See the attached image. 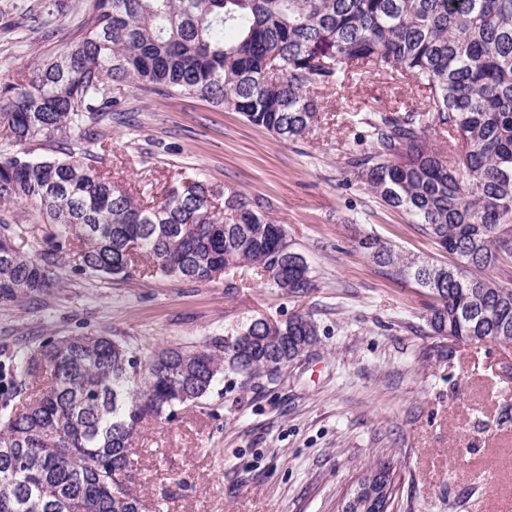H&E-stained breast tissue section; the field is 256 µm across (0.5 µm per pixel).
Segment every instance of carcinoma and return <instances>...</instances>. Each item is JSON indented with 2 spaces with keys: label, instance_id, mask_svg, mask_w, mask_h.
Instances as JSON below:
<instances>
[{
  "label": "carcinoma",
  "instance_id": "obj_1",
  "mask_svg": "<svg viewBox=\"0 0 512 512\" xmlns=\"http://www.w3.org/2000/svg\"><path fill=\"white\" fill-rule=\"evenodd\" d=\"M377 71L423 93L422 107L361 109L346 122L348 177L402 213L453 262L408 256L360 228L375 265L435 297L425 316L452 344H512V0H90L67 41L0 78V205L24 200L50 225L47 249L0 224V301L52 287L55 255L92 277L195 282L247 268L289 294L314 287L283 225L237 195L224 207L186 178L144 203L98 166L112 152V82L188 94L294 141L323 120L318 89ZM452 143L444 152L430 130ZM51 139L61 157L32 158ZM309 314L269 338L249 322L230 339L144 352L109 336L49 338L23 351L0 389V512H135L123 486L149 418L203 404L232 370L275 382L318 343Z\"/></svg>",
  "mask_w": 512,
  "mask_h": 512
}]
</instances>
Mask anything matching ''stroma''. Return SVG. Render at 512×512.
<instances>
[{
  "label": "stroma",
  "mask_w": 512,
  "mask_h": 512,
  "mask_svg": "<svg viewBox=\"0 0 512 512\" xmlns=\"http://www.w3.org/2000/svg\"><path fill=\"white\" fill-rule=\"evenodd\" d=\"M41 0H0V75L57 46L35 29ZM119 112L103 124L101 161L144 200L195 175L257 203L284 225L315 279L295 296L238 269L209 282L160 276L104 280L57 254L59 282L0 302V362L58 336L105 334L144 350L202 344L255 317L311 314L315 354L281 380L242 387L224 380L200 408L149 423L127 486L143 512H338L379 455L399 461L392 512H512V345H449L430 335L433 302L413 280L371 263L352 242L351 220L408 254L448 256L400 213L347 184L340 122L346 111L417 108L416 87L377 73L322 92L325 119L284 141L237 112L187 95H143L114 86ZM23 225L36 254L47 227L23 202L0 206ZM451 347L449 357L438 349Z\"/></svg>",
  "instance_id": "1"
}]
</instances>
